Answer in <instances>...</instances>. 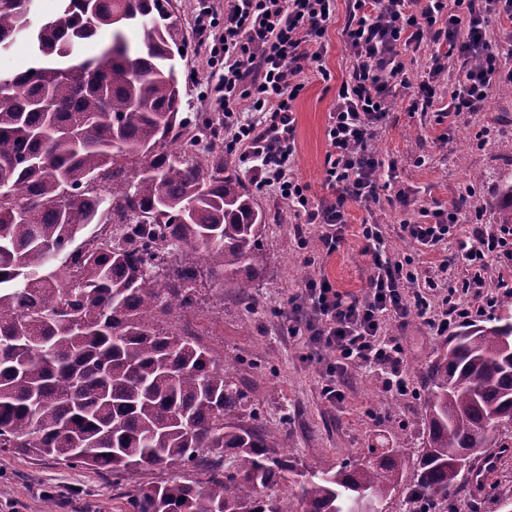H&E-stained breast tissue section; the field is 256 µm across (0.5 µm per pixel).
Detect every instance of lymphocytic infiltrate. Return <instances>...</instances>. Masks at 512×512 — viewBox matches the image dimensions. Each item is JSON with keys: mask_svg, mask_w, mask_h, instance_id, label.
<instances>
[{"mask_svg": "<svg viewBox=\"0 0 512 512\" xmlns=\"http://www.w3.org/2000/svg\"><path fill=\"white\" fill-rule=\"evenodd\" d=\"M334 0H224L223 10H200L195 18L196 45L211 68L206 109L218 113L225 132L224 150L238 153L257 190H274L306 223L324 228L327 252L345 240L346 205L379 204L394 191L407 204L405 190L395 189V164L384 163L375 142L385 129L397 89H415L422 107H436L437 89L452 81L439 119L456 126L465 114L483 110L501 76L499 51L488 36L491 20H512V0H350V19L342 31L351 67L328 114L325 184L332 199L314 202L309 187L294 172V103L305 88L303 75L327 51ZM432 53L420 77H413L409 55ZM462 209L423 208L415 221L401 224L398 236L409 253L392 254L383 225L358 230L371 273L362 294L353 295L324 277L306 280L301 294L281 315V329L301 337L309 360L321 364L326 380L322 395L330 405L344 400L342 386L351 368L366 365L390 370L388 390H400L398 376L404 348L385 336L388 322L405 326L411 315L424 317L436 335L468 318L467 310L443 297L433 299L439 274L421 277L416 255H433L456 241L472 271L463 288H479L492 259L512 261V226L499 232L485 225L462 228Z\"/></svg>", "mask_w": 512, "mask_h": 512, "instance_id": "lymphocytic-infiltrate-1", "label": "lymphocytic infiltrate"}]
</instances>
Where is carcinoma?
I'll return each instance as SVG.
<instances>
[{
    "instance_id": "cac0c4a2",
    "label": "carcinoma",
    "mask_w": 512,
    "mask_h": 512,
    "mask_svg": "<svg viewBox=\"0 0 512 512\" xmlns=\"http://www.w3.org/2000/svg\"><path fill=\"white\" fill-rule=\"evenodd\" d=\"M31 22L0 0V53L27 37L37 63L0 73V453L112 474L177 466L183 481L122 493L128 512H385L396 491L455 512L484 424L512 426V290L489 326L466 323L429 364L425 446L403 484L399 448L301 471L288 432L248 408L234 367L179 321L199 283L250 288L263 212L224 174L216 137L185 130L171 54L187 47L171 0H59ZM104 38L98 56L83 46ZM512 224V180L500 191ZM131 220L102 246L90 227ZM199 251L206 270L180 260ZM295 483L298 507L261 492Z\"/></svg>"
}]
</instances>
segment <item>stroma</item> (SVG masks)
I'll return each instance as SVG.
<instances>
[{"mask_svg":"<svg viewBox=\"0 0 512 512\" xmlns=\"http://www.w3.org/2000/svg\"><path fill=\"white\" fill-rule=\"evenodd\" d=\"M221 5L222 0H172L189 45L178 62L188 112L200 111L210 76L205 54L195 47V16L202 7ZM348 18L349 0H335L323 58L331 77L325 80L318 72L308 71L306 87L295 102L294 169L318 201L331 196L324 183L329 150L325 128L350 66L341 42ZM443 134L448 135V143L440 142ZM378 150L384 159L395 161L396 185L409 192V205L349 204L345 242L330 255L319 225L304 223L273 192L257 194L266 227L264 275L253 290L256 307L242 303L236 283L208 281L200 291V314L187 316L202 342L223 350L225 360L236 365L251 403L267 422L287 426L288 455L305 470L324 463H355L368 449L387 443L402 449L405 469L413 471L425 441L419 395L425 387L427 364L442 351L446 339L434 335L424 319L416 316L402 327L388 325V335L398 337L404 347L400 372L410 385L409 392L396 395L387 390V369L358 367L344 386L343 402L334 407L321 394L319 367L305 360L301 340L283 333L281 310L287 309L310 276H323L339 290L361 293L370 274L356 235L363 222L385 225L395 253L404 247L396 234L397 225L417 219L422 207H446L460 200L464 213L479 216L488 228L500 224L501 184L512 179V79L507 75L499 79L485 109L469 114L454 129L438 123L434 110L413 107L410 93L398 92ZM421 155L426 158L422 166L416 163ZM448 251L455 256L457 248L452 245ZM465 275L463 260L455 256L446 272L449 285L456 288L453 300L469 310L473 321L485 322L494 315L486 300L500 295V284L512 277V270L490 262L484 288L466 291L458 287ZM50 495L57 500L55 512H127L109 477L0 453V512H44V500Z\"/></svg>","mask_w":512,"mask_h":512,"instance_id":"stroma-1","label":"stroma"}]
</instances>
